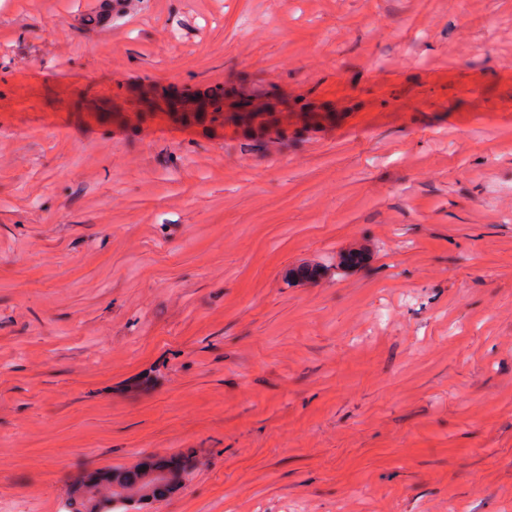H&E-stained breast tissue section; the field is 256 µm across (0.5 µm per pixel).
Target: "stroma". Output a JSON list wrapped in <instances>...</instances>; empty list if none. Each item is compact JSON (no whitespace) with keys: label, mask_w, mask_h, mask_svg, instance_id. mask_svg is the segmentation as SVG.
<instances>
[{"label":"stroma","mask_w":512,"mask_h":512,"mask_svg":"<svg viewBox=\"0 0 512 512\" xmlns=\"http://www.w3.org/2000/svg\"><path fill=\"white\" fill-rule=\"evenodd\" d=\"M100 5L0 0V512H512V0ZM158 477L153 463L147 457L131 467H113L83 476L74 486L71 512H128L140 509L159 499L142 493V488L152 486ZM142 483L141 486H137ZM121 500L124 505H116Z\"/></svg>","instance_id":"obj_1"}]
</instances>
